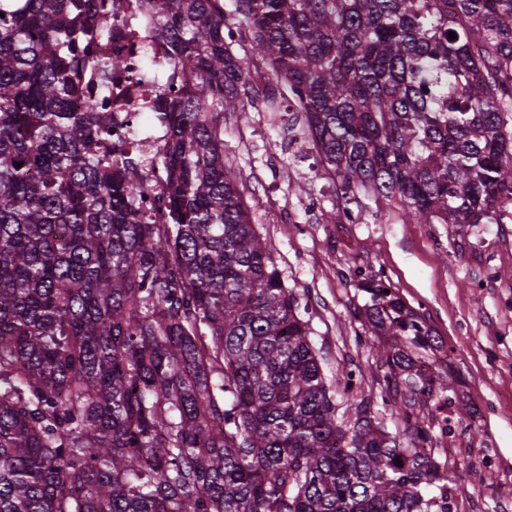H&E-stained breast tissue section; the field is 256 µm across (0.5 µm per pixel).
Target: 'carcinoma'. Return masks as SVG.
Instances as JSON below:
<instances>
[{
  "mask_svg": "<svg viewBox=\"0 0 512 512\" xmlns=\"http://www.w3.org/2000/svg\"><path fill=\"white\" fill-rule=\"evenodd\" d=\"M93 8L0 0V512H452L420 416L453 384L422 368L434 329L363 279L400 432L363 371L327 382L224 163V113L262 95L256 58L342 199L496 224L512 201V0H232L242 56L223 0H154L187 83L175 96L161 75L154 155L124 148L137 127L100 93L70 107ZM91 66L104 89L125 62Z\"/></svg>",
  "mask_w": 512,
  "mask_h": 512,
  "instance_id": "carcinoma-1",
  "label": "carcinoma"
}]
</instances>
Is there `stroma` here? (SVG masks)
I'll return each instance as SVG.
<instances>
[{
	"instance_id": "stroma-1",
	"label": "stroma",
	"mask_w": 512,
	"mask_h": 512,
	"mask_svg": "<svg viewBox=\"0 0 512 512\" xmlns=\"http://www.w3.org/2000/svg\"><path fill=\"white\" fill-rule=\"evenodd\" d=\"M224 160L282 277L307 304L323 373L376 367L378 337L355 316L375 275L443 342L426 361L455 378L451 405L429 404L432 452L446 463L455 512H512V204L499 224L406 223L396 205L361 198L358 218L330 224L336 199L312 148H299L286 112L257 105L224 115Z\"/></svg>"
}]
</instances>
